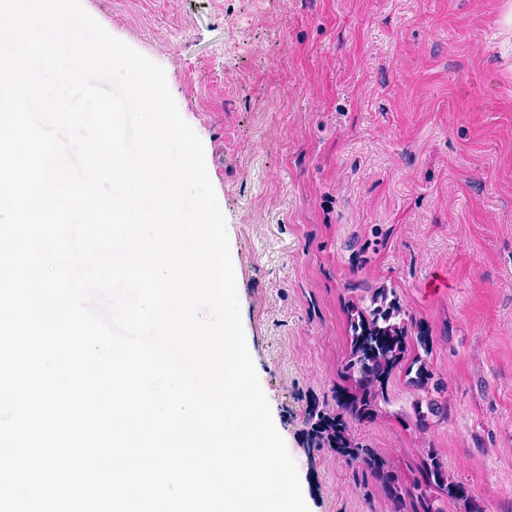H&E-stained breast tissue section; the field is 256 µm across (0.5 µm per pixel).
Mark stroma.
I'll return each mask as SVG.
<instances>
[{
    "label": "stroma",
    "mask_w": 512,
    "mask_h": 512,
    "mask_svg": "<svg viewBox=\"0 0 512 512\" xmlns=\"http://www.w3.org/2000/svg\"><path fill=\"white\" fill-rule=\"evenodd\" d=\"M162 66L226 219L247 344L310 512H397L313 443L378 288L433 337L350 428L512 512V0H82ZM442 406L418 427L413 407Z\"/></svg>",
    "instance_id": "obj_1"
}]
</instances>
